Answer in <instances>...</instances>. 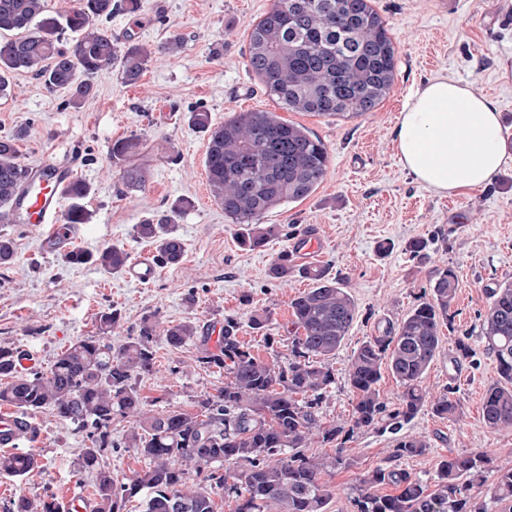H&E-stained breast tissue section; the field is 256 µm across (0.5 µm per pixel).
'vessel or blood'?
<instances>
[{"mask_svg": "<svg viewBox=\"0 0 512 512\" xmlns=\"http://www.w3.org/2000/svg\"><path fill=\"white\" fill-rule=\"evenodd\" d=\"M78 179L75 167L64 160L45 158L30 165L29 177L11 202L17 223L41 227V247L46 252L69 253L83 236L80 225L65 221L64 201L69 188ZM160 271L152 252L141 251L125 268L127 281L149 286ZM34 423L12 411L0 412V447H18L35 434Z\"/></svg>", "mask_w": 512, "mask_h": 512, "instance_id": "b4317fda", "label": "vessel or blood"}]
</instances>
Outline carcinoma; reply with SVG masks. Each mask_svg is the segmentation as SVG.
<instances>
[{
	"instance_id": "cac0c4a2",
	"label": "carcinoma",
	"mask_w": 512,
	"mask_h": 512,
	"mask_svg": "<svg viewBox=\"0 0 512 512\" xmlns=\"http://www.w3.org/2000/svg\"><path fill=\"white\" fill-rule=\"evenodd\" d=\"M135 14L139 0H79L54 16L46 0H0V92L11 75L32 72L50 89L69 92V104L80 107L94 96V77L119 65L124 82L136 83L152 51L128 39L112 36L107 23L119 11ZM73 41L62 47L60 36ZM247 66L269 96L291 112L325 117H354L373 111L389 94L396 57L385 20L371 0H278L255 25L249 40ZM191 125L207 134V180L224 215L239 225L240 243L263 247L273 226L263 215L311 195L327 175L326 144L305 127L288 123L269 110L238 112L219 126L210 113H191ZM23 135L0 137V223L11 224L10 202L26 176L20 162ZM112 158L124 164L126 187L142 190L147 164L140 161L136 138L116 141ZM89 186L78 182L66 222L85 224L82 204ZM191 201L176 200L165 213L137 225V234L156 244L160 259L179 263L185 253L181 238L170 228ZM71 263L93 262L119 270L128 253L117 246L96 254L75 251ZM315 286L293 296L288 361H261L239 339L236 321H224V336L209 347L191 321L162 332L173 349L197 347L200 367L224 371V386L198 401L199 411H145L137 379L155 366V324L146 319L139 333L113 347L102 336L77 340L57 356L50 369L17 370L21 352L0 346V403L29 418L50 409L87 431L90 446L81 468L95 474L92 512H127V504L145 494L144 512H214L212 493L223 491L237 500L236 512H326L333 487L325 481L332 471L350 465L344 449L313 455L316 441L333 443L341 435L375 427L397 429L423 407L440 418L457 419V399L448 388L429 397L422 382L441 350V327L448 323L458 277L448 267L435 278L430 298L412 309L382 334L365 341L351 359L346 381L355 396L348 426L328 424L320 404L334 381L329 360L336 356L356 317V304L343 282L324 268H297L289 254L278 256L270 277L288 281L293 274ZM481 336L497 362L498 378L482 401L485 424L512 430V281L488 289V304L480 315ZM388 370L402 388L398 406L388 410L378 383ZM131 417L134 426L125 448L148 458L152 466L128 483H117L100 466L112 447V419ZM417 436L396 444L399 456L426 452ZM201 476L195 488L185 485L187 467ZM39 469L27 451L0 455V474L28 479ZM392 484L398 493L380 496L379 485ZM489 485L490 498L512 512V470L494 471L483 453L457 454L439 463V483L429 492L409 473L376 467L359 478L354 502L357 512H487L473 488ZM13 512H66L54 499L35 505L19 496Z\"/></svg>"
}]
</instances>
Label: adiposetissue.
I'll use <instances>...</instances> for the list:
<instances>
[{
  "mask_svg": "<svg viewBox=\"0 0 512 512\" xmlns=\"http://www.w3.org/2000/svg\"><path fill=\"white\" fill-rule=\"evenodd\" d=\"M394 142L403 167L438 194L484 185L506 157L493 101L445 78L429 80L411 93Z\"/></svg>",
  "mask_w": 512,
  "mask_h": 512,
  "instance_id": "1",
  "label": "adipose tissue"
}]
</instances>
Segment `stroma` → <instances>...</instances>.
<instances>
[{"label": "stroma", "mask_w": 512, "mask_h": 512, "mask_svg": "<svg viewBox=\"0 0 512 512\" xmlns=\"http://www.w3.org/2000/svg\"><path fill=\"white\" fill-rule=\"evenodd\" d=\"M273 0H141L137 14H115V36L132 34L152 48L140 80L126 84L119 67L98 74L96 94L72 108L64 90L46 87L31 73L15 74L0 94V136L26 130L21 162L49 157L76 160L79 177L90 188L84 206L91 219L79 247L95 252L115 245L129 255L151 248L137 224L155 217L175 200L192 206L176 221L185 243L182 261L164 265L148 287L127 282L119 271L69 263L65 255L41 251L39 228L0 224L12 239L15 258L0 265V346L22 350L46 370L77 339L99 335L102 315L117 312L105 332L112 345L137 335L143 319L165 327L184 321L234 319L251 353L270 361L287 357L294 295L311 280L272 279L277 256L305 235L322 242L319 266L346 280L356 318L331 365L334 382L320 413L324 421L349 419L354 396L345 379L354 352L378 329L400 320L427 297L438 271L455 270L459 288L441 329L442 348L424 378L431 395L454 388L461 417L449 421L422 410L399 433L362 429L345 444L349 467L332 472L336 488L327 512H356L352 489L377 466L409 472L434 489L442 459L484 452L494 467L512 469V430L496 431L483 418L487 386L497 365L479 337V315L487 291L512 280V0H373L386 21L397 67L393 87L375 111L353 118H326L278 107L249 72L246 57L254 25ZM183 44L172 54L157 47L170 37ZM434 77L471 85L499 110L509 154L492 180L459 194L439 195L415 182L403 168L393 128L416 87ZM265 109L306 127L328 146L329 170L306 199L267 212L263 221L279 227L264 247H241L238 227L225 217L207 184V136L193 129L191 112L210 113L213 124L233 114ZM136 137L149 157L144 190L126 188L120 165L111 156L116 140ZM427 244L422 255L412 240ZM264 310L265 328L252 329L249 316ZM468 337L473 362L453 364L454 341ZM156 372L138 379L149 410L195 411L201 394L224 385L223 373L200 368L196 348L170 349L156 341ZM40 439L32 446L40 471L29 481L0 476V512H12L19 495L63 499L68 493L93 495L95 478L80 471L78 460L89 441L86 431L44 410L35 417ZM129 419L110 428L113 447L103 465L125 482L148 465L127 451ZM424 436L425 454L397 456L399 436Z\"/></svg>", "instance_id": "1"}]
</instances>
